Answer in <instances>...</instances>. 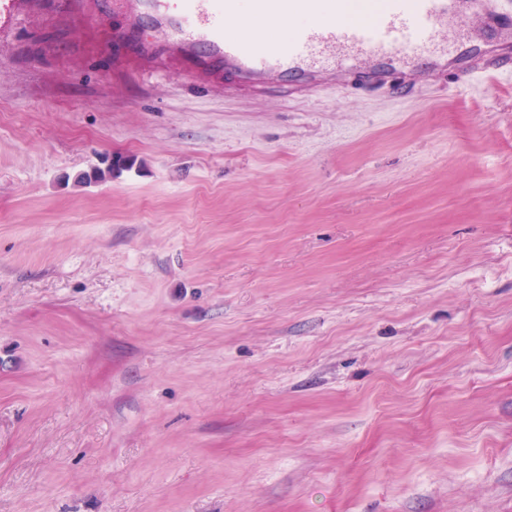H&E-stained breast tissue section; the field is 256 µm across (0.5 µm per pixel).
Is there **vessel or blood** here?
I'll return each instance as SVG.
<instances>
[{
  "label": "vessel or blood",
  "mask_w": 512,
  "mask_h": 512,
  "mask_svg": "<svg viewBox=\"0 0 512 512\" xmlns=\"http://www.w3.org/2000/svg\"><path fill=\"white\" fill-rule=\"evenodd\" d=\"M131 25L163 30L168 42L195 56L200 71L218 65L238 85L259 89L273 74L308 96L353 76L367 88L430 86L453 74L461 86L491 87L512 71V35L497 30L512 17V0H388L372 23L343 16V0H253L271 22L311 14L285 41L231 37L238 0H114Z\"/></svg>",
  "instance_id": "b4317fda"
}]
</instances>
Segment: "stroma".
Returning a JSON list of instances; mask_svg holds the SVG:
<instances>
[{
  "mask_svg": "<svg viewBox=\"0 0 512 512\" xmlns=\"http://www.w3.org/2000/svg\"><path fill=\"white\" fill-rule=\"evenodd\" d=\"M41 2L0 19V512H512V73L239 92Z\"/></svg>",
  "mask_w": 512,
  "mask_h": 512,
  "instance_id": "35a3bbf8",
  "label": "stroma"
}]
</instances>
